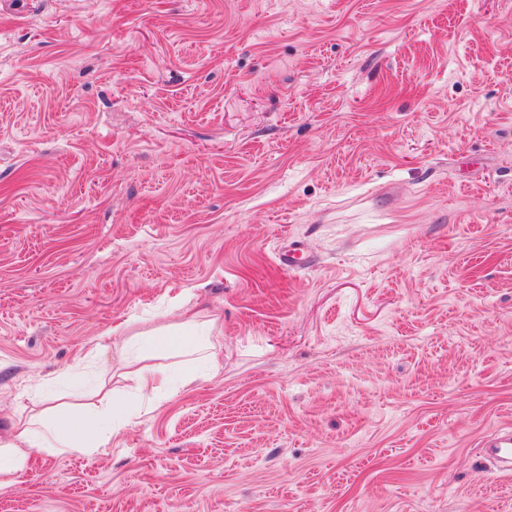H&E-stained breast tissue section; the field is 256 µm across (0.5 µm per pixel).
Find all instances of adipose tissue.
I'll return each instance as SVG.
<instances>
[{
    "mask_svg": "<svg viewBox=\"0 0 512 512\" xmlns=\"http://www.w3.org/2000/svg\"><path fill=\"white\" fill-rule=\"evenodd\" d=\"M153 348L157 354L189 356L203 366L213 365L215 356L209 337L190 336L179 340L166 330L159 331ZM137 390L144 396L171 392L176 386L191 382L188 374L175 372L164 365H144L133 371ZM132 422L121 404L93 413L82 410L70 412L45 411L26 421L12 424L6 438L0 439V485L8 484L23 472L29 452L41 448L51 453H104L113 435Z\"/></svg>",
    "mask_w": 512,
    "mask_h": 512,
    "instance_id": "obj_1",
    "label": "adipose tissue"
}]
</instances>
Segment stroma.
<instances>
[{
  "label": "stroma",
  "mask_w": 512,
  "mask_h": 512,
  "mask_svg": "<svg viewBox=\"0 0 512 512\" xmlns=\"http://www.w3.org/2000/svg\"><path fill=\"white\" fill-rule=\"evenodd\" d=\"M114 399L0 512H512V0H0V433ZM156 335L158 337L152 345L157 354L167 355L174 353L186 355L198 365H203L204 367L214 365L215 356L211 351L213 346L210 337L187 335L190 337L179 341L172 337L174 335L167 330L159 331ZM133 375L138 392L147 397L171 392L177 385H186L193 380L191 374L177 373L164 365L139 366ZM488 458L503 467L506 471H511L512 466V429L511 427L502 428L496 434L488 437L481 443Z\"/></svg>",
  "instance_id": "35a3bbf8"
}]
</instances>
